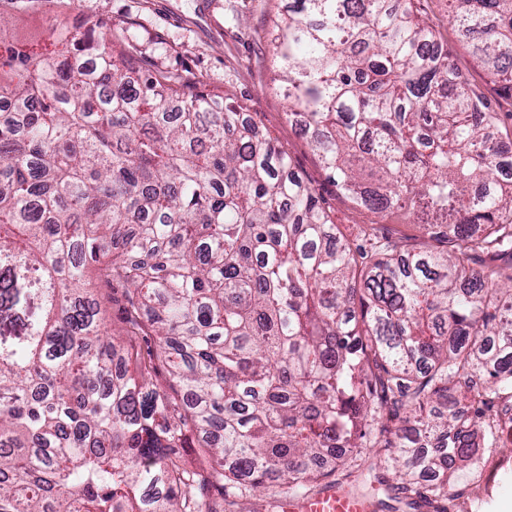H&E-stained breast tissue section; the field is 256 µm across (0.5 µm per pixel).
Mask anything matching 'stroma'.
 Instances as JSON below:
<instances>
[{"instance_id": "35a3bbf8", "label": "stroma", "mask_w": 512, "mask_h": 512, "mask_svg": "<svg viewBox=\"0 0 512 512\" xmlns=\"http://www.w3.org/2000/svg\"><path fill=\"white\" fill-rule=\"evenodd\" d=\"M420 11L455 66L471 87L499 112L500 131L512 132V99L489 83L479 59L448 22L446 0H420ZM286 0H0V47L48 49L59 22L79 18L102 23L123 39L133 76L179 72L194 76L211 92L243 102L254 121L291 157L296 169L321 197L340 231L354 236L361 224H375L416 246L430 239L418 225L396 217L380 218L337 197L320 158L299 136L286 115V104L273 88L274 72L266 33ZM500 466L479 498H466L454 512H501L512 504V443L498 448ZM358 495L370 498L372 512H390L393 467L353 466Z\"/></svg>"}]
</instances>
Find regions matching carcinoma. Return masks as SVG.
<instances>
[{"label": "carcinoma", "instance_id": "1", "mask_svg": "<svg viewBox=\"0 0 512 512\" xmlns=\"http://www.w3.org/2000/svg\"><path fill=\"white\" fill-rule=\"evenodd\" d=\"M417 2L292 0L269 43L338 194L435 248L344 237L243 104L131 79L94 25L0 55V512L301 498L386 432L398 502L471 490L512 392V135ZM448 15L512 97V0Z\"/></svg>", "mask_w": 512, "mask_h": 512}]
</instances>
